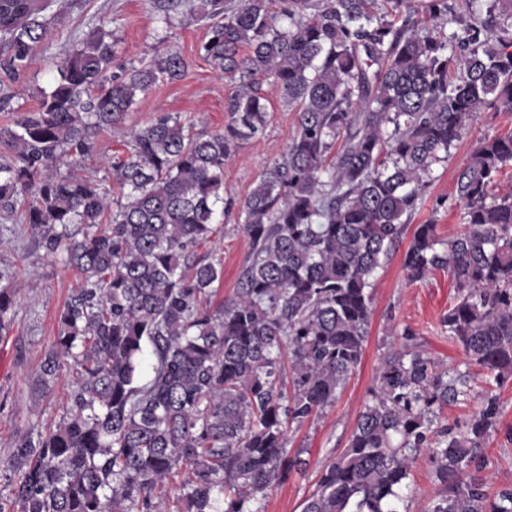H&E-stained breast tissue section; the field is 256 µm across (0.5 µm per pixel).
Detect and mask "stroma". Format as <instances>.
<instances>
[{
	"instance_id": "stroma-1",
	"label": "stroma",
	"mask_w": 512,
	"mask_h": 512,
	"mask_svg": "<svg viewBox=\"0 0 512 512\" xmlns=\"http://www.w3.org/2000/svg\"><path fill=\"white\" fill-rule=\"evenodd\" d=\"M66 16L53 25L37 53L35 62L16 79L0 72V126L11 124L23 112L35 108L42 93L51 91L57 78L56 58L71 51L95 26L107 24L116 41L111 73L139 65L156 51L170 50L189 64L186 76L172 83L161 82L137 95L127 126L143 125L163 113L180 115L194 132L223 129L229 120L224 100L235 84L215 70L201 55L208 27L197 16L200 0H182L169 18L155 11L151 0H64ZM298 114L271 98L264 133L242 142L224 166V196L242 202L264 167L293 138ZM512 130V112L486 108L480 112L451 151L445 165L436 167L413 223L435 220L441 238L452 239L465 230L455 201V181L467 164L477 141ZM122 137L109 131L96 134L89 155L68 166V173L109 184V157L124 153ZM249 245L237 214L224 220V235L199 246V255L221 258L224 281L218 291L226 300L236 291ZM84 281L82 273L51 257L21 229L19 223L0 227V287L17 289V303L10 326L0 343L5 370L0 373V457L7 455L14 440L28 431L55 426L72 404L76 375L67 372L49 390L38 384L41 362L59 332V312ZM456 295L447 270H434L419 283H409L402 270V255L394 253L375 275L373 317L362 362L339 392L333 406L302 426L287 432L290 454L308 463L288 481L272 489L265 512H302L324 463L345 448L358 415L369 400L380 359L389 343L403 328H410L416 343L448 368L462 366L465 355L449 339L440 319ZM500 416L497 429L485 445L486 471L492 491L512 489V378L496 388Z\"/></svg>"
}]
</instances>
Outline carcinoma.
I'll return each mask as SVG.
<instances>
[{
	"label": "carcinoma",
	"instance_id": "carcinoma-1",
	"mask_svg": "<svg viewBox=\"0 0 512 512\" xmlns=\"http://www.w3.org/2000/svg\"><path fill=\"white\" fill-rule=\"evenodd\" d=\"M201 0L204 58L237 89L224 130L193 133L162 114L129 130L112 187L61 172L105 129L122 130L137 94L181 79L188 62L156 52L107 78L112 31L100 26L56 62L37 107L0 127V218L22 219L46 255L67 252L85 282L59 313L43 388L76 370L57 425L18 437L0 458V512H264L268 492L306 466L287 428L336 403L361 364L374 277L397 246L434 167L489 106L512 111V0ZM49 0H0L6 72L28 67L46 38ZM446 18L420 32L415 14ZM272 79L298 112L285 151L240 208L250 251L236 292L212 304L219 259L197 247L223 230L224 164L264 132ZM512 132L480 140L456 177L465 232L416 224L402 257L408 281L438 268L456 283L441 325L467 364L512 377ZM16 301L0 288V331ZM380 360L348 444L322 467L303 512H399L414 465L439 485L429 512H512V489L489 492L484 445L499 401L462 426L442 421L473 392L470 372L441 365L402 333Z\"/></svg>",
	"mask_w": 512,
	"mask_h": 512
}]
</instances>
